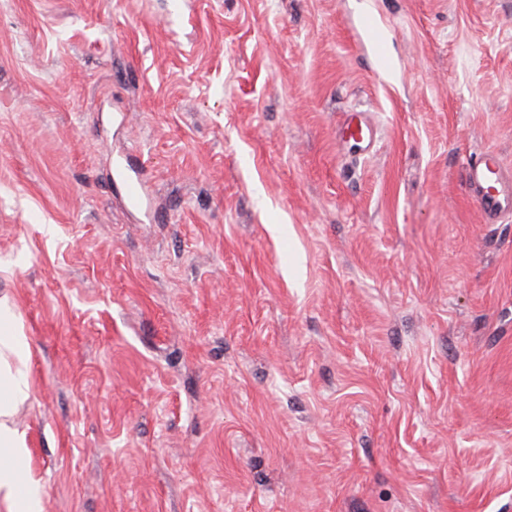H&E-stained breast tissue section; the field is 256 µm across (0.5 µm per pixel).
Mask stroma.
I'll use <instances>...</instances> for the list:
<instances>
[{"label": "stroma", "mask_w": 512, "mask_h": 512, "mask_svg": "<svg viewBox=\"0 0 512 512\" xmlns=\"http://www.w3.org/2000/svg\"><path fill=\"white\" fill-rule=\"evenodd\" d=\"M486 150L512 168V0H0L48 512H512Z\"/></svg>", "instance_id": "obj_1"}]
</instances>
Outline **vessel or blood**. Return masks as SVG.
Wrapping results in <instances>:
<instances>
[{"label":"vessel or blood","instance_id":"obj_1","mask_svg":"<svg viewBox=\"0 0 512 512\" xmlns=\"http://www.w3.org/2000/svg\"><path fill=\"white\" fill-rule=\"evenodd\" d=\"M465 182L485 223L499 224L512 217V171L496 152L476 156L465 171Z\"/></svg>","mask_w":512,"mask_h":512}]
</instances>
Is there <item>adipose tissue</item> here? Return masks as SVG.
<instances>
[{
	"label": "adipose tissue",
	"instance_id": "ef3b65f1",
	"mask_svg": "<svg viewBox=\"0 0 512 512\" xmlns=\"http://www.w3.org/2000/svg\"><path fill=\"white\" fill-rule=\"evenodd\" d=\"M30 357L13 303L0 298V512H47L42 479L21 467L29 456L27 436L13 420L17 408L33 398Z\"/></svg>",
	"mask_w": 512,
	"mask_h": 512
}]
</instances>
